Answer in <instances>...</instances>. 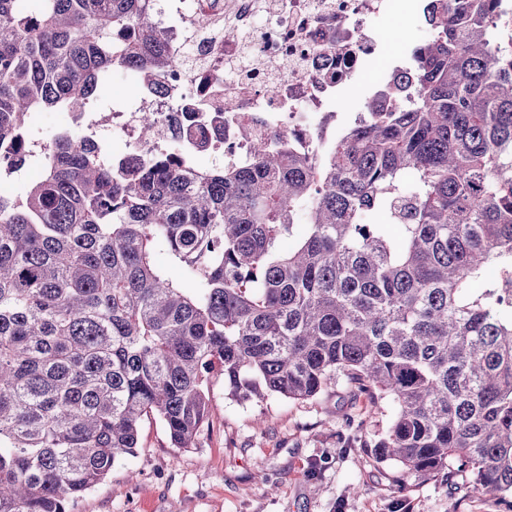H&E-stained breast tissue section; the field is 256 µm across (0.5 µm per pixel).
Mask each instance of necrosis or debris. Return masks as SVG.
<instances>
[{
  "instance_id": "necrosis-or-debris-1",
  "label": "necrosis or debris",
  "mask_w": 512,
  "mask_h": 512,
  "mask_svg": "<svg viewBox=\"0 0 512 512\" xmlns=\"http://www.w3.org/2000/svg\"><path fill=\"white\" fill-rule=\"evenodd\" d=\"M392 0H154L156 23L171 35L173 64L135 105L105 122L76 114L65 125H90L93 139L122 159L171 152L195 125L211 133L212 155L244 165L256 142L299 138L315 149L335 125L339 106L363 69L384 52L376 19ZM151 116L154 136L143 141ZM249 123L251 137L238 136Z\"/></svg>"
}]
</instances>
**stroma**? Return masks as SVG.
Here are the masks:
<instances>
[{
  "instance_id": "obj_1",
  "label": "stroma",
  "mask_w": 512,
  "mask_h": 512,
  "mask_svg": "<svg viewBox=\"0 0 512 512\" xmlns=\"http://www.w3.org/2000/svg\"><path fill=\"white\" fill-rule=\"evenodd\" d=\"M390 47L427 37L418 14L381 23ZM190 448L172 447L162 422L145 421L137 452L75 500L69 512H507L497 496L410 474L375 457L389 405L352 398L345 384L307 401H239L223 379Z\"/></svg>"
}]
</instances>
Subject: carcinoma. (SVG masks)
Returning a JSON list of instances; mask_svg holds the SVG:
<instances>
[{
	"mask_svg": "<svg viewBox=\"0 0 512 512\" xmlns=\"http://www.w3.org/2000/svg\"><path fill=\"white\" fill-rule=\"evenodd\" d=\"M427 14L380 94L401 106L317 153L130 167L63 130L0 195V512H67L148 418L192 447L217 376L240 401L342 378L392 405L379 461L512 497V0ZM168 40L152 0H0V176L31 113L86 111L112 72L158 84Z\"/></svg>",
	"mask_w": 512,
	"mask_h": 512,
	"instance_id": "cac0c4a2",
	"label": "carcinoma"
}]
</instances>
